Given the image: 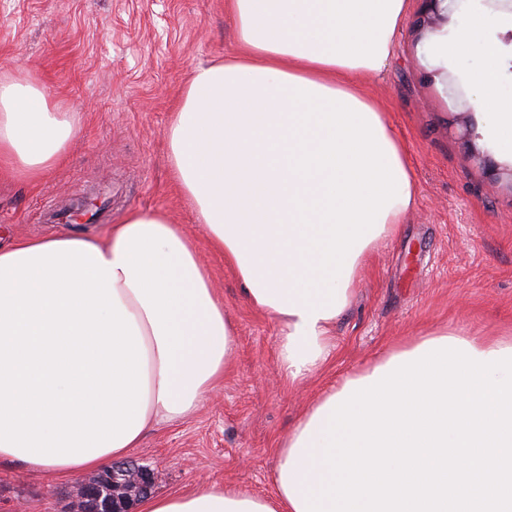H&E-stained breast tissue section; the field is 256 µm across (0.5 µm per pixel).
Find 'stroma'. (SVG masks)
Returning a JSON list of instances; mask_svg holds the SVG:
<instances>
[{
    "instance_id": "35a3bbf8",
    "label": "stroma",
    "mask_w": 512,
    "mask_h": 512,
    "mask_svg": "<svg viewBox=\"0 0 512 512\" xmlns=\"http://www.w3.org/2000/svg\"><path fill=\"white\" fill-rule=\"evenodd\" d=\"M423 8L408 0L394 54L368 85L408 145L416 205L398 235L369 254L332 328L328 363L291 384L277 362L279 322L248 303L170 175L164 131L183 85L194 68L235 48L224 0H0V74L40 76L80 128L66 161L39 184L0 176V237L102 239L130 210H164L195 240L235 329L217 391L149 429L129 454L157 473L156 493L223 483L271 494L278 441L345 377L439 327L479 339L512 332V184L491 178L512 157L494 143L492 116L468 88L467 74L482 64L479 44L448 62L431 51L484 6L463 0L449 21L420 30ZM485 14L484 38L512 28V17ZM452 83L467 105L449 96ZM97 191L108 201L101 218L49 223L51 212ZM75 484L0 464V512H80Z\"/></svg>"
}]
</instances>
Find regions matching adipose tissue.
<instances>
[{
	"mask_svg": "<svg viewBox=\"0 0 512 512\" xmlns=\"http://www.w3.org/2000/svg\"><path fill=\"white\" fill-rule=\"evenodd\" d=\"M237 45L195 68L165 130L170 170L247 301L281 325L297 383L332 356L358 272L416 203L404 144L365 90L393 54L407 0H225ZM467 80L512 155L500 52ZM78 135L36 75L0 76V173L39 182ZM224 318L195 243L160 210L108 236L0 243V463L56 476L108 468L183 417L231 365ZM327 412L315 403L276 448L272 495L189 486L139 512H296L318 487Z\"/></svg>",
	"mask_w": 512,
	"mask_h": 512,
	"instance_id": "obj_1",
	"label": "adipose tissue"
}]
</instances>
